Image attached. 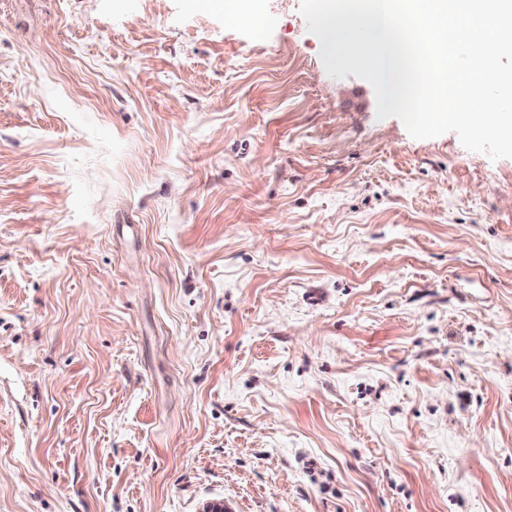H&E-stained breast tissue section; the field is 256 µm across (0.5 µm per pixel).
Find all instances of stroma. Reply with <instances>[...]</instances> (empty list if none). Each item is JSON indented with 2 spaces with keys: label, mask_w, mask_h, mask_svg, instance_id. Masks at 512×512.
<instances>
[{
  "label": "stroma",
  "mask_w": 512,
  "mask_h": 512,
  "mask_svg": "<svg viewBox=\"0 0 512 512\" xmlns=\"http://www.w3.org/2000/svg\"><path fill=\"white\" fill-rule=\"evenodd\" d=\"M299 6L0 0V512H512V158ZM188 2L193 7L202 6L223 12L225 21L231 24L259 20L253 0H189Z\"/></svg>",
  "instance_id": "stroma-1"
}]
</instances>
